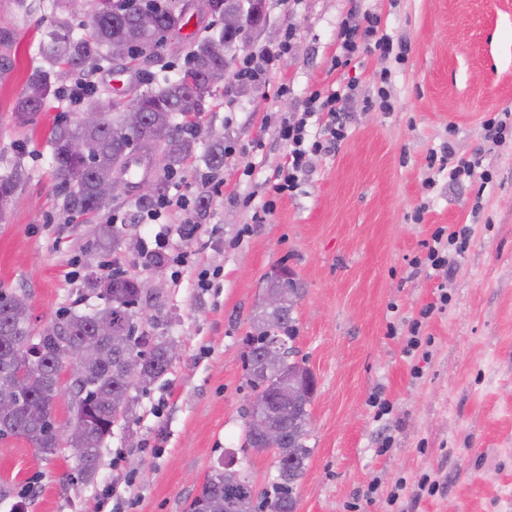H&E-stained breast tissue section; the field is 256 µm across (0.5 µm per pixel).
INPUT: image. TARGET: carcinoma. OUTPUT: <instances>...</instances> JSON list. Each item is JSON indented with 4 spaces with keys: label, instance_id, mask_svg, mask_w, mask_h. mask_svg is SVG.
Returning <instances> with one entry per match:
<instances>
[{
    "label": "carcinoma",
    "instance_id": "obj_1",
    "mask_svg": "<svg viewBox=\"0 0 512 512\" xmlns=\"http://www.w3.org/2000/svg\"><path fill=\"white\" fill-rule=\"evenodd\" d=\"M46 9L48 23L40 32L37 49L46 66L33 70L14 104L18 124H28L46 109L61 92L57 83L67 77L78 80L96 67L109 71L114 61L122 58L146 61V67L140 70L142 92L125 102L112 98V90L98 83L78 90L84 109L103 113L100 125L80 124L75 112H64L56 119L48 145L61 210L87 223L94 222L110 205L103 199L100 186L114 166L129 170L137 165L141 154L158 144L164 154V165L156 175L154 194L130 199L143 212L154 210L167 197L172 179L193 158L202 131V107L212 97L213 86L224 80V74L234 63V58L224 57L218 49L233 40L238 31L221 27L192 37L194 49L186 53L183 66L173 73L161 54V40L168 31H179L190 23L183 0H94L91 13L78 28L73 23L78 13L71 0H48ZM136 28L141 41L133 44L130 33ZM131 109L143 113V122L134 131L124 126V113ZM77 139L90 145L87 155L80 160L69 154L70 143ZM23 158L20 149L14 150L9 159L0 158V222L6 219L8 202L29 178ZM202 161L204 169L198 171V176L201 184L206 185L224 167V137L210 138ZM124 236L122 228L107 221L100 224L97 246L104 252L116 253ZM105 281L108 288L96 294L104 301L102 308H69L38 333L31 326L30 313L14 307V291L0 289V394L9 391L13 395L12 407L0 408V440L20 436L41 454L57 452L61 444L55 433V396L67 367L63 343L91 347L84 364L85 376L68 385L76 416L70 445L84 449L83 455L76 458L78 477L83 481L94 475L101 449L112 437L116 408L123 409L121 420L127 421L133 397L122 380L124 361H139L143 388L161 377L171 364L167 341L138 333L135 305L150 297L141 294L137 284L118 270ZM294 308L290 305L269 321L263 310L253 317L254 335L247 338L246 358L252 389L269 391L278 382L279 372L299 367L292 360L296 335ZM100 315L109 320L110 329L98 326ZM30 345L40 354L34 362L26 357ZM276 345L284 348L279 370L267 373L259 366V359L265 349ZM301 372L309 385H315L310 370L303 367ZM312 399L310 393L303 403L284 410L279 416L282 425L297 426V420L309 413ZM305 438L306 432L297 430L284 442L283 450L277 452V476L262 493L269 512H295L296 488L310 455ZM226 460L235 461V454L224 453L223 460L206 477L192 500L189 512H256L255 489L247 477L224 484Z\"/></svg>",
    "mask_w": 512,
    "mask_h": 512
}]
</instances>
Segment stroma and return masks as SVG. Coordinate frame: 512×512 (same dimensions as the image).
I'll list each match as a JSON object with an SVG mask.
<instances>
[{
  "label": "stroma",
  "mask_w": 512,
  "mask_h": 512,
  "mask_svg": "<svg viewBox=\"0 0 512 512\" xmlns=\"http://www.w3.org/2000/svg\"><path fill=\"white\" fill-rule=\"evenodd\" d=\"M377 16L406 49L384 60L366 48L336 63L349 13ZM0 11V151L25 148L29 180L0 223V288L30 296L36 329L60 310H89V274L118 267L156 276L163 293L144 329L176 343L167 373L137 390L128 427H115L93 481L73 480L68 449L42 456L22 437L0 440V512H187L225 451L255 490L274 478V450L242 449L246 338L265 277L279 263L303 293L294 309L297 362L316 379L296 512H512V137L484 138L512 113V0H267V31L248 54H272L257 81L228 72L210 101L195 152L224 137V166L200 186L199 163L171 182L159 220L119 198V219L141 253L105 254L96 227L63 215L46 146L58 109L16 125L12 110L41 61L36 29ZM388 77H381V70ZM347 82L346 135L314 157L294 192L255 222L288 148L282 118H300L316 90ZM387 83L391 110L376 90ZM288 94H279L280 86ZM479 160L488 181H449L430 160ZM209 206L182 234L199 195ZM186 206H178V197ZM465 231L452 273L426 257L436 231ZM191 251L192 266L147 267L158 232ZM218 271L211 288L202 270ZM421 346L408 351L409 328Z\"/></svg>",
  "instance_id": "obj_1"
}]
</instances>
